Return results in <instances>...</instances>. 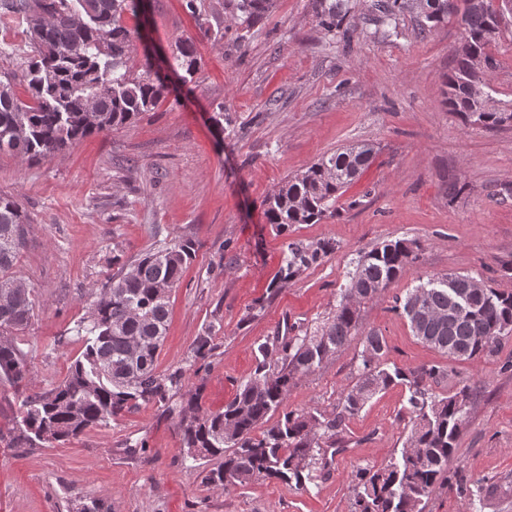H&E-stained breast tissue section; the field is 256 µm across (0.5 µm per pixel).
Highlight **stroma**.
<instances>
[{
    "instance_id": "obj_1",
    "label": "stroma",
    "mask_w": 512,
    "mask_h": 512,
    "mask_svg": "<svg viewBox=\"0 0 512 512\" xmlns=\"http://www.w3.org/2000/svg\"><path fill=\"white\" fill-rule=\"evenodd\" d=\"M144 0L140 23L164 62L190 41L199 66L170 71V93L130 125L95 132L33 161L0 153V194L30 217L17 271L36 307L20 334L31 359L28 384L0 383V512H72L78 496L112 512H351L357 468L386 466L407 436L410 393L382 390L347 421L338 444L304 486L259 480L221 492L206 485L207 463L187 458L169 406L200 391L219 410L253 374L258 346L291 327L320 325L336 307L360 256L387 240L417 245L418 259L360 307V331L285 402L295 412L331 414L357 375L365 332L385 337L388 366L436 364L440 397L469 388L475 398L446 481L423 512H512V337L493 354L454 360L418 340L395 298L433 274L474 277L512 292V123L465 124L444 103L463 25L452 14L419 34L414 13L391 36L375 0H349L339 32L319 23L316 0H274L250 22L235 0ZM24 23L0 22V71L26 98L21 61L31 48ZM494 101H512V34L490 47ZM223 122H216V115ZM373 144L371 165L316 224L278 233L264 202L289 177L357 143ZM197 242L170 298L156 370L182 374L169 404H148L64 443L19 445L15 417L24 396L56 387L85 343L77 326L93 292L124 264L162 242ZM324 240L333 252L280 289L272 284L288 246ZM264 302L250 316L255 302ZM214 326L216 349L192 347Z\"/></svg>"
}]
</instances>
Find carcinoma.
<instances>
[{
	"label": "carcinoma",
	"instance_id": "1",
	"mask_svg": "<svg viewBox=\"0 0 512 512\" xmlns=\"http://www.w3.org/2000/svg\"><path fill=\"white\" fill-rule=\"evenodd\" d=\"M409 2L375 4L390 33H398V15L409 10ZM272 3L238 0L237 9L254 20ZM3 5L4 19L28 24L31 54L21 62L29 100L16 95L10 73L0 79V152L29 161L45 158L87 134L133 123L153 110L168 90L150 54L143 53L139 77H130L126 69L133 41L141 33L128 28L124 18L141 12L142 0H5ZM321 6L320 24L328 31L340 27L350 13L344 0H323ZM418 8L422 33L448 16V0H421ZM462 23L465 36L445 82V104L467 124L494 129L512 120V108L502 109L488 96L472 97L466 84L475 69L486 77L497 66L488 47L501 32L500 5L484 0L481 9L463 13ZM173 60L188 74L198 67L193 44L187 41L178 42ZM375 154L373 145L363 143L321 158L266 200L268 223L283 234L294 224L321 221ZM29 224L18 202L0 195V382L13 385L32 374L28 354L16 338L29 324L36 300L15 271ZM333 250L328 242L289 245L274 287L288 284ZM195 254L190 239L164 242L139 255L95 294L86 323L79 326L85 332V350L66 379L22 400V441L64 443L142 405L169 401L182 373L159 375L156 360L165 340L170 294ZM417 259L403 240L381 243L361 256L331 317L312 332L300 329L259 346L262 360L254 376L237 388L224 410L209 411L199 392L189 394L177 413L176 430L192 459L219 460L203 476L206 484L222 491L258 480L302 486L312 477L324 440L340 435L346 421L376 394L400 382L410 391L406 445L386 467L356 471L352 512H422V502L448 471L472 403L465 388L440 399L431 393V384L444 377L443 367L387 368L382 363L386 340L370 330L364 336L357 380L343 391L332 416L284 409L296 380L336 355L358 329L360 305L350 303V291L361 302L370 300ZM448 302V275H434L395 298L393 310L408 319L419 340L455 359L492 354L512 333V293L488 285L476 288L466 313L443 319ZM212 330L209 326L196 338L195 358L211 355Z\"/></svg>",
	"mask_w": 512,
	"mask_h": 512
}]
</instances>
